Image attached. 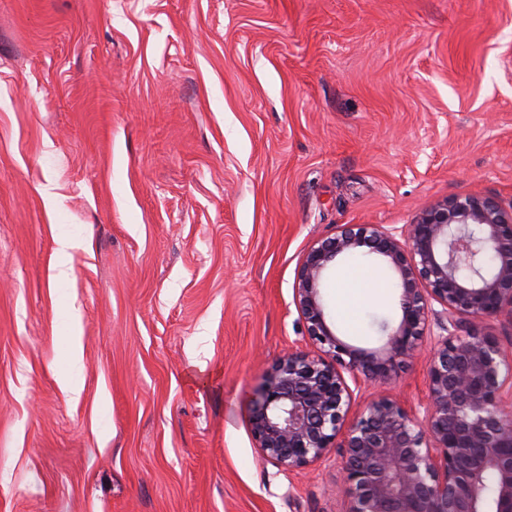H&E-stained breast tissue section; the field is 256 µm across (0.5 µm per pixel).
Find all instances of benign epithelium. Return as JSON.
I'll use <instances>...</instances> for the list:
<instances>
[{"label":"benign epithelium","mask_w":512,"mask_h":512,"mask_svg":"<svg viewBox=\"0 0 512 512\" xmlns=\"http://www.w3.org/2000/svg\"><path fill=\"white\" fill-rule=\"evenodd\" d=\"M355 255L377 256L399 292L380 351L341 340L325 312L326 272ZM293 303L314 349L279 356L263 377L250 415L263 459L299 472L344 449L349 512H512V363L496 337L470 330L512 317V203L453 195L401 227L342 224L303 255ZM432 335L425 420L383 396L350 419L355 387L390 378Z\"/></svg>","instance_id":"7a95c632"}]
</instances>
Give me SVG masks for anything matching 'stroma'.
I'll return each instance as SVG.
<instances>
[{"label":"stroma","instance_id":"obj_1","mask_svg":"<svg viewBox=\"0 0 512 512\" xmlns=\"http://www.w3.org/2000/svg\"><path fill=\"white\" fill-rule=\"evenodd\" d=\"M462 194L512 203V0H0V512H348L251 433L296 269Z\"/></svg>","mask_w":512,"mask_h":512}]
</instances>
